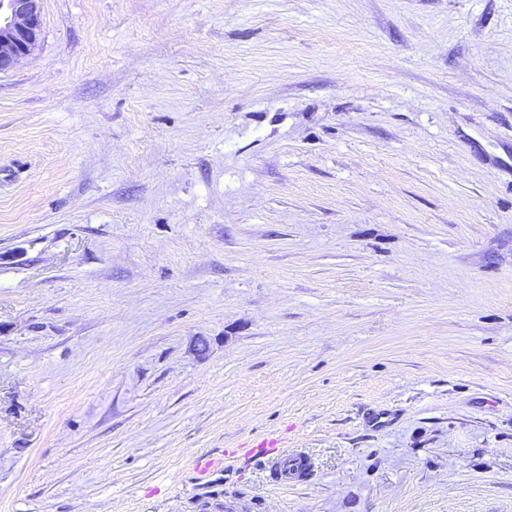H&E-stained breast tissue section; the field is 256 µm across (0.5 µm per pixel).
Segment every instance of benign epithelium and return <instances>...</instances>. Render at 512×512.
Segmentation results:
<instances>
[{"instance_id":"benign-epithelium-1","label":"benign epithelium","mask_w":512,"mask_h":512,"mask_svg":"<svg viewBox=\"0 0 512 512\" xmlns=\"http://www.w3.org/2000/svg\"><path fill=\"white\" fill-rule=\"evenodd\" d=\"M41 30L40 0H0V73L35 49Z\"/></svg>"}]
</instances>
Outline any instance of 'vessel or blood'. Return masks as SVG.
<instances>
[{"instance_id": "vessel-or-blood-1", "label": "vessel or blood", "mask_w": 512, "mask_h": 512, "mask_svg": "<svg viewBox=\"0 0 512 512\" xmlns=\"http://www.w3.org/2000/svg\"><path fill=\"white\" fill-rule=\"evenodd\" d=\"M238 457L267 462L274 481L280 484L307 479L314 470V461L308 453L300 449L284 450L276 438L264 436L237 448L199 454L193 461L194 471L199 478L205 479L221 469L227 459Z\"/></svg>"}]
</instances>
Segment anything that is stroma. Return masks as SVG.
Masks as SVG:
<instances>
[{"label": "stroma", "mask_w": 512, "mask_h": 512, "mask_svg": "<svg viewBox=\"0 0 512 512\" xmlns=\"http://www.w3.org/2000/svg\"><path fill=\"white\" fill-rule=\"evenodd\" d=\"M0 73V512H512V0H42ZM274 435L307 482L193 457Z\"/></svg>", "instance_id": "stroma-1"}]
</instances>
